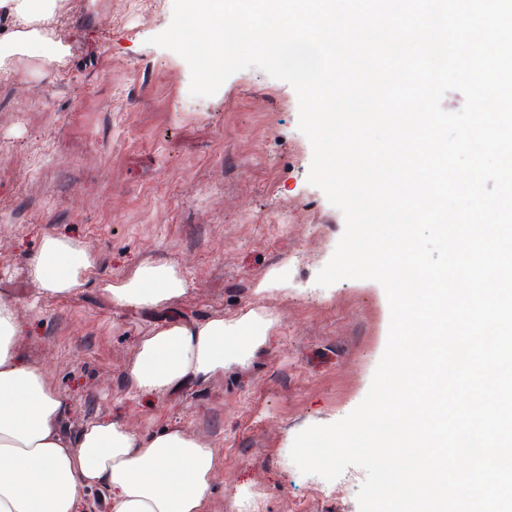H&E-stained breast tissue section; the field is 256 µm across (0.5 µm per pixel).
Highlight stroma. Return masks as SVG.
Wrapping results in <instances>:
<instances>
[{"label": "stroma", "instance_id": "35a3bbf8", "mask_svg": "<svg viewBox=\"0 0 512 512\" xmlns=\"http://www.w3.org/2000/svg\"><path fill=\"white\" fill-rule=\"evenodd\" d=\"M67 4L51 23L70 47L65 65L46 77L22 56L0 81V298L18 312V357L48 370L68 433L112 417L141 435L177 424L211 445V512H359L364 471L304 475L290 449L364 399L390 311L376 281L315 283L345 222L307 181L293 87L249 68L212 97L191 96L185 60L149 42L173 0ZM48 234L96 256L78 296L40 295L30 276ZM146 260L179 267L187 292L113 306L102 284ZM251 308L275 325L249 365L162 395L127 382L153 327Z\"/></svg>", "mask_w": 512, "mask_h": 512}]
</instances>
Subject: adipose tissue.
I'll return each mask as SVG.
<instances>
[{
    "mask_svg": "<svg viewBox=\"0 0 512 512\" xmlns=\"http://www.w3.org/2000/svg\"><path fill=\"white\" fill-rule=\"evenodd\" d=\"M64 0H0V76H10L15 55L37 46L40 66L53 72L69 54L53 41L47 23ZM96 258L81 241L44 236L29 268L42 293L64 297L84 288ZM189 282L175 265L146 261L103 291L117 307L168 305ZM271 318L248 310L203 322L170 323L143 336L128 370L143 393L205 383L225 367L248 365L263 346ZM18 316L0 299V512H78L83 495L108 491L111 512H209L215 451L184 428L166 426L148 436L123 422L100 419L78 434L64 433V404L43 370L15 355Z\"/></svg>",
    "mask_w": 512,
    "mask_h": 512,
    "instance_id": "adipose-tissue-1",
    "label": "adipose tissue"
}]
</instances>
